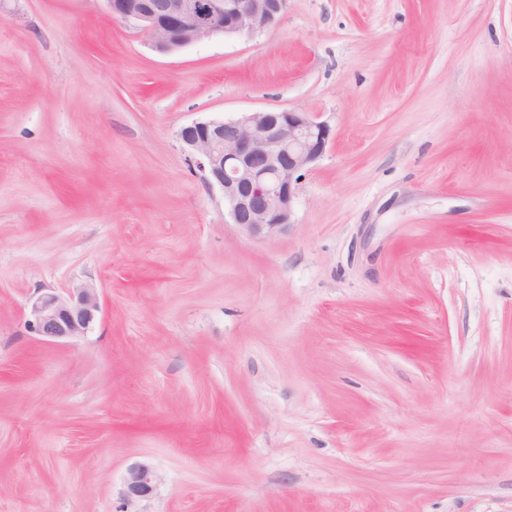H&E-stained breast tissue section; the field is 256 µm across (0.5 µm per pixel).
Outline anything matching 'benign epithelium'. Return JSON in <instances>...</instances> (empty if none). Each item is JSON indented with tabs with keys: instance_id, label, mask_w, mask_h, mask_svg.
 Wrapping results in <instances>:
<instances>
[{
	"instance_id": "benign-epithelium-1",
	"label": "benign epithelium",
	"mask_w": 512,
	"mask_h": 512,
	"mask_svg": "<svg viewBox=\"0 0 512 512\" xmlns=\"http://www.w3.org/2000/svg\"><path fill=\"white\" fill-rule=\"evenodd\" d=\"M288 0H107L112 16L171 52L217 35H251L277 22ZM333 130L310 112L269 110L239 119L196 121L179 139L224 193L232 223L253 238H274L293 224L301 171L324 154ZM102 304L99 289L84 283L60 294L47 291L31 302L27 331L53 343L87 335ZM159 475L147 463L124 477L128 501L150 497Z\"/></svg>"
}]
</instances>
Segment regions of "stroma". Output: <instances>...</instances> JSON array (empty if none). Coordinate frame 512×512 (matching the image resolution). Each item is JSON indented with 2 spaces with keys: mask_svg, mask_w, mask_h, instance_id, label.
Returning a JSON list of instances; mask_svg holds the SVG:
<instances>
[{
  "mask_svg": "<svg viewBox=\"0 0 512 512\" xmlns=\"http://www.w3.org/2000/svg\"><path fill=\"white\" fill-rule=\"evenodd\" d=\"M264 110L333 139L261 240L179 131ZM81 282L88 335L32 336ZM0 512H512V0H288L167 54L0 0ZM102 304L99 289L84 283L65 294L40 293L31 302L25 319L27 331L53 343H72L87 335ZM159 480L158 473L149 464L144 462L132 464L124 477V499L133 501L150 497Z\"/></svg>",
  "mask_w": 512,
  "mask_h": 512,
  "instance_id": "1",
  "label": "stroma"
}]
</instances>
